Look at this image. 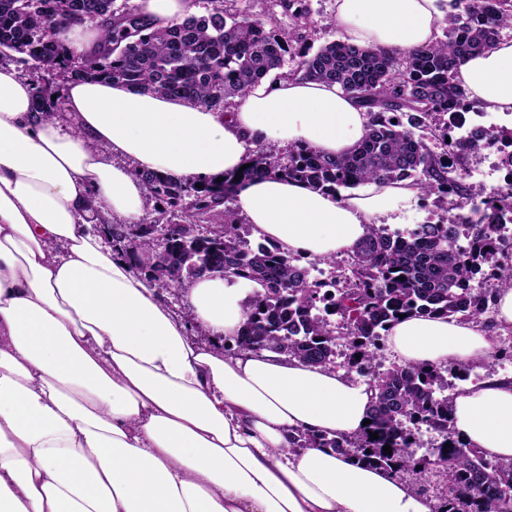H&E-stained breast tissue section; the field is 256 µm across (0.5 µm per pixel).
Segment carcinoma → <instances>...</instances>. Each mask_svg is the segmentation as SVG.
Here are the masks:
<instances>
[{"label":"carcinoma","instance_id":"carcinoma-1","mask_svg":"<svg viewBox=\"0 0 512 512\" xmlns=\"http://www.w3.org/2000/svg\"><path fill=\"white\" fill-rule=\"evenodd\" d=\"M448 39L393 57L370 48L328 41L317 50L302 32L293 35L246 12H231L222 0H210L199 14L153 29L133 11L114 8V0H0V53L24 66L33 62L67 83L103 80L164 95L188 97L222 112L231 100L266 78L300 76L338 84L368 112V131L348 154L331 157L308 147L274 153L263 147L249 154L243 178L278 175L337 193L369 182L409 180L423 199L434 195L444 214L405 233L372 225L369 238L349 254V264L333 259L303 260L263 244L245 247L238 229L230 180L221 184L172 181L155 173H137L155 206L148 224L214 225L216 232L196 243L195 270L187 272L183 246L168 243L175 257L167 277L186 288L197 277L224 271L257 280L265 292L248 305V318L234 338L240 350L272 349L304 362L340 367L365 378L373 392L371 431L358 436L300 434L294 447L316 442L396 474L417 467H443L448 492L442 512H512V461L490 460L451 438L452 399L442 367L380 370L382 340L399 315H441L490 326L489 305L512 288V270L496 269L493 235L512 212V190L474 203L462 213L455 198L467 194L458 169L448 166V112L468 103L454 81L466 56L479 54L512 28V0H452ZM93 20L102 43L79 58H68L57 32ZM297 66L284 70L286 56ZM39 110L55 112L53 85H33ZM397 123H391V120ZM487 145L483 133L458 144V162ZM336 271L335 288L312 276L320 265ZM493 271L495 288L474 293L477 273ZM349 350L348 363L335 361L338 340ZM426 426L443 442L429 455L409 452L414 440L406 423ZM391 447L384 453L383 446Z\"/></svg>","mask_w":512,"mask_h":512}]
</instances>
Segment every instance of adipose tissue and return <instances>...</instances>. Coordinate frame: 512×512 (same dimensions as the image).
<instances>
[{
	"instance_id": "adipose-tissue-1",
	"label": "adipose tissue",
	"mask_w": 512,
	"mask_h": 512,
	"mask_svg": "<svg viewBox=\"0 0 512 512\" xmlns=\"http://www.w3.org/2000/svg\"><path fill=\"white\" fill-rule=\"evenodd\" d=\"M447 0H334L342 41L392 56L432 45ZM469 101L512 112V41L462 59ZM71 120L36 109L32 85L0 68V512H438L390 471L330 447L294 450L299 433L356 436L372 394L344 370L275 351L225 354L259 283L201 277L195 323L167 308L90 222L138 224L147 170L213 181L248 150L308 146L329 156L364 138L368 116L334 83L268 77L227 112L101 80L64 91ZM237 213L262 240L324 259L372 225L422 203L410 181L327 193L267 176L235 188ZM388 342L402 366L480 364L482 325L407 316ZM453 436L512 459V377L462 386Z\"/></svg>"
}]
</instances>
